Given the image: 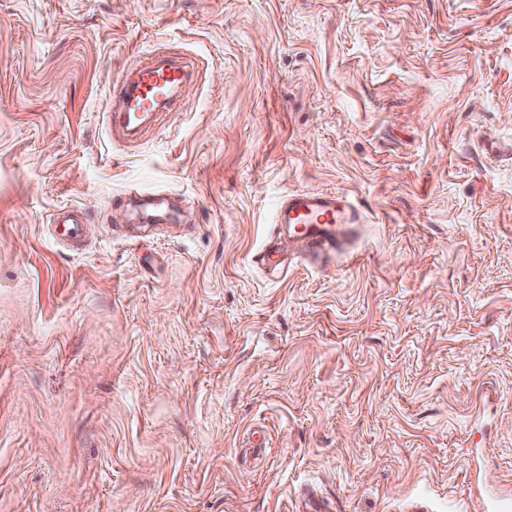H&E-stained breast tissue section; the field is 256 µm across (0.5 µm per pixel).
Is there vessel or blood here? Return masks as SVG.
<instances>
[{
  "mask_svg": "<svg viewBox=\"0 0 512 512\" xmlns=\"http://www.w3.org/2000/svg\"><path fill=\"white\" fill-rule=\"evenodd\" d=\"M193 75L191 63L185 60L128 67L112 83L106 125L123 142L136 144L147 124L173 108L178 89ZM360 221V209L338 192L288 194L279 201L274 219L278 229L298 243L303 258L327 266L350 257L344 239ZM87 229L80 208L64 207L53 217V232L71 249L83 245Z\"/></svg>",
  "mask_w": 512,
  "mask_h": 512,
  "instance_id": "obj_1",
  "label": "vessel or blood"
}]
</instances>
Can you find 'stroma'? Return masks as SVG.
<instances>
[{
    "label": "stroma",
    "mask_w": 512,
    "mask_h": 512,
    "mask_svg": "<svg viewBox=\"0 0 512 512\" xmlns=\"http://www.w3.org/2000/svg\"><path fill=\"white\" fill-rule=\"evenodd\" d=\"M197 74L138 145L153 53ZM178 224L136 241L125 196ZM351 262L256 264L292 191ZM88 218L79 253L46 228ZM512 504V0H0V512ZM193 76L185 60L129 66L112 83L106 125L123 142L136 144L147 124L173 108L177 90Z\"/></svg>",
    "instance_id": "35a3bbf8"
}]
</instances>
